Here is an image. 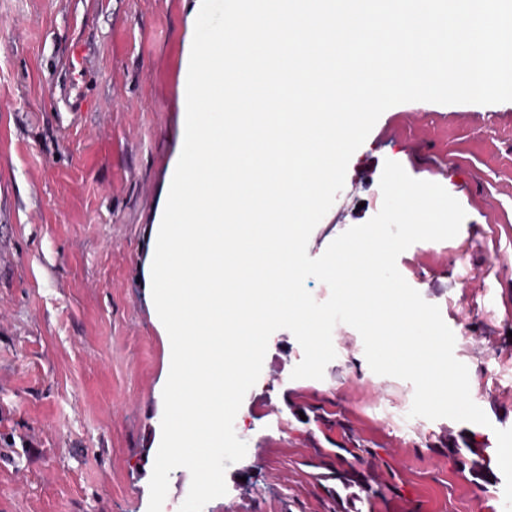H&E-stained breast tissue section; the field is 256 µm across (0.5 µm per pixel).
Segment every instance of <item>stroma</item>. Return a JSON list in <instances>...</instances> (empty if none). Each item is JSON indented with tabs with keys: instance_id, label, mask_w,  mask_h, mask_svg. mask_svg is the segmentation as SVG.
I'll return each instance as SVG.
<instances>
[{
	"instance_id": "stroma-1",
	"label": "stroma",
	"mask_w": 512,
	"mask_h": 512,
	"mask_svg": "<svg viewBox=\"0 0 512 512\" xmlns=\"http://www.w3.org/2000/svg\"><path fill=\"white\" fill-rule=\"evenodd\" d=\"M198 0H0V512H148L171 364L151 291L155 221L184 140ZM441 184L456 237L397 268L440 308L489 425L405 418V380L375 374L340 323L323 379H292L286 329L235 421L245 457L203 512H339L319 449L344 430L397 494L373 512H504V476L475 484L448 446L497 454L512 428V102H407L352 155L312 231L320 256L381 209L385 161ZM321 407L332 425L298 420Z\"/></svg>"
}]
</instances>
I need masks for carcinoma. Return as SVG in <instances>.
I'll return each instance as SVG.
<instances>
[{"instance_id":"1","label":"carcinoma","mask_w":512,"mask_h":512,"mask_svg":"<svg viewBox=\"0 0 512 512\" xmlns=\"http://www.w3.org/2000/svg\"><path fill=\"white\" fill-rule=\"evenodd\" d=\"M449 451L462 465L469 466V472L474 479L490 481V477L493 476L491 459L484 455V449L472 447L470 440L464 437L462 444H453L449 447ZM468 453L473 455L470 460L466 458ZM321 456L334 457L340 464L339 468L329 472L324 479L338 482V486L347 491L344 497L336 495V501L349 504L352 512H362V509L356 507L358 503L370 506L373 501L383 500L388 495L398 492L397 486L382 483L375 478L370 469L357 466V462L364 461L365 457H375V453L363 445L357 444L351 448L338 445L334 450L321 453Z\"/></svg>"}]
</instances>
